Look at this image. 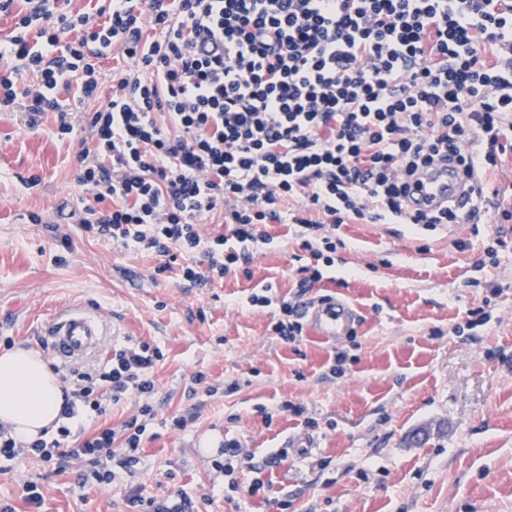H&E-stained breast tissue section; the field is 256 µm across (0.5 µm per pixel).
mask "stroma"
I'll list each match as a JSON object with an SVG mask.
<instances>
[{
	"label": "stroma",
	"mask_w": 512,
	"mask_h": 512,
	"mask_svg": "<svg viewBox=\"0 0 512 512\" xmlns=\"http://www.w3.org/2000/svg\"><path fill=\"white\" fill-rule=\"evenodd\" d=\"M96 99L59 100L74 132L59 136L53 114L37 127L0 112V352L40 350L38 332L68 308L89 307L107 325L106 348L126 339L157 344L156 414L140 464L111 483L80 486V464L0 461V501L29 512L34 482L41 512H130L126 496L187 494L191 512H512V222L460 224L453 231L404 224L338 225L335 264L306 293H343L358 306L357 331L338 345L305 332L274 336L275 307L249 306L269 288L291 297L299 280L294 228L269 225L271 243L212 286L179 271L155 281L158 257L114 247L70 223L85 190L77 175L89 129L85 113L108 103L112 77L134 69L112 51L100 61ZM41 216L33 223L32 214ZM64 224L62 244L53 232ZM494 263H486L487 249ZM345 374L331 376L336 352ZM213 395L189 396L194 372ZM304 406L296 414L284 402ZM191 416L185 430L168 427ZM239 439L253 466L241 491L222 495L224 476L208 441ZM264 494L249 496L255 477Z\"/></svg>",
	"instance_id": "stroma-1"
}]
</instances>
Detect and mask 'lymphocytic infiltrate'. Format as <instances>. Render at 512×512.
I'll list each match as a JSON object with an SVG mask.
<instances>
[{"instance_id":"lymphocytic-infiltrate-1","label":"lymphocytic infiltrate","mask_w":512,"mask_h":512,"mask_svg":"<svg viewBox=\"0 0 512 512\" xmlns=\"http://www.w3.org/2000/svg\"><path fill=\"white\" fill-rule=\"evenodd\" d=\"M14 2L0 0V13L16 14L0 40V112L32 126L50 112L58 134H72L59 92L95 98L108 49L136 60L87 115L78 181L93 201L75 218L86 234L159 257L158 276L177 262L189 284L223 282L247 244L270 243L268 225L291 224L309 256L298 269L308 288L334 264L333 226L470 223L476 210L406 211L414 178L453 156L480 199L512 152V66L496 52L512 46V9L499 0H104L69 13L57 0H25L17 12ZM22 72L32 81L20 87ZM209 213L228 233L202 235ZM274 303L272 332L299 340L300 302L249 298ZM163 357L145 341L113 350L73 390L56 437L21 445L0 427V458L81 459L93 468L84 484L131 469ZM130 395L138 415L66 447L69 420Z\"/></svg>"}]
</instances>
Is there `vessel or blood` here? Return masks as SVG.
Listing matches in <instances>:
<instances>
[{
	"label": "vessel or blood",
	"mask_w": 512,
	"mask_h": 512,
	"mask_svg": "<svg viewBox=\"0 0 512 512\" xmlns=\"http://www.w3.org/2000/svg\"><path fill=\"white\" fill-rule=\"evenodd\" d=\"M412 207L437 209L457 204L466 194V178L456 164L441 163L419 175ZM305 318L314 336L327 343L340 342L354 328L358 314L348 298L331 296L308 304ZM48 351L63 362L79 361L102 353L105 331L88 310L73 308L51 318L44 329Z\"/></svg>",
	"instance_id": "vessel-or-blood-1"
}]
</instances>
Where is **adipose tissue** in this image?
<instances>
[{
	"mask_svg": "<svg viewBox=\"0 0 512 512\" xmlns=\"http://www.w3.org/2000/svg\"><path fill=\"white\" fill-rule=\"evenodd\" d=\"M67 392L35 351L15 348L0 353V425L21 443L54 430Z\"/></svg>",
	"mask_w": 512,
	"mask_h": 512,
	"instance_id": "adipose-tissue-1",
	"label": "adipose tissue"
}]
</instances>
